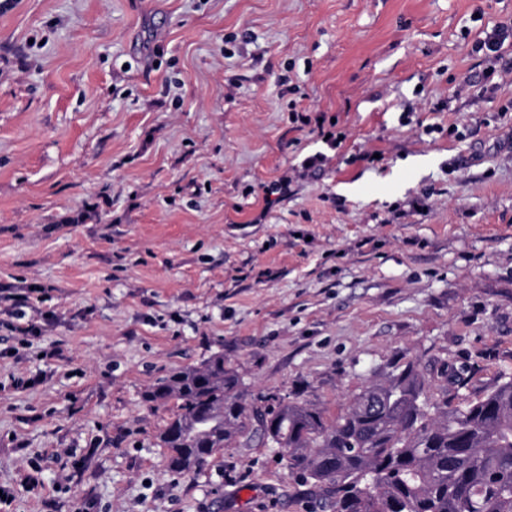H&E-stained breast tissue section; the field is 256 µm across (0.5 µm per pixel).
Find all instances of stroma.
Instances as JSON below:
<instances>
[{
	"mask_svg": "<svg viewBox=\"0 0 512 512\" xmlns=\"http://www.w3.org/2000/svg\"><path fill=\"white\" fill-rule=\"evenodd\" d=\"M510 20L512 0H0V289L41 329L0 304L9 512H309L264 445L169 472L170 410L143 394L218 352L247 394L332 418L421 353L476 393L512 375V72L474 50Z\"/></svg>",
	"mask_w": 512,
	"mask_h": 512,
	"instance_id": "stroma-1",
	"label": "stroma"
}]
</instances>
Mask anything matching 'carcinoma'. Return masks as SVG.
Returning a JSON list of instances; mask_svg holds the SVG:
<instances>
[{"label": "carcinoma", "instance_id": "1", "mask_svg": "<svg viewBox=\"0 0 512 512\" xmlns=\"http://www.w3.org/2000/svg\"><path fill=\"white\" fill-rule=\"evenodd\" d=\"M448 402V364L417 356L373 380L329 422L314 403L243 402V382L216 353L143 394L176 401L159 433L169 469L224 448L278 449L288 475L331 512H512V378Z\"/></svg>", "mask_w": 512, "mask_h": 512}]
</instances>
